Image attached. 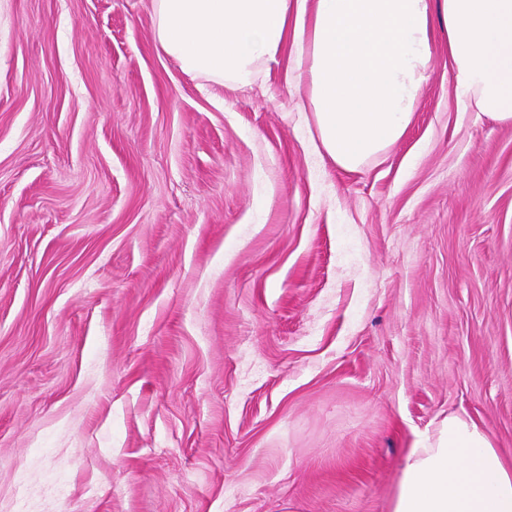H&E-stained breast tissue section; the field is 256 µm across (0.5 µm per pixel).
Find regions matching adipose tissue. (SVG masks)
<instances>
[{
    "mask_svg": "<svg viewBox=\"0 0 512 512\" xmlns=\"http://www.w3.org/2000/svg\"><path fill=\"white\" fill-rule=\"evenodd\" d=\"M155 39L181 70L239 88L289 60L315 150L354 171L404 137L442 32L453 91L512 123V0H153ZM391 512H512V457L451 413L405 456Z\"/></svg>",
    "mask_w": 512,
    "mask_h": 512,
    "instance_id": "obj_1",
    "label": "adipose tissue"
}]
</instances>
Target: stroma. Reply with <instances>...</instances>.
Instances as JSON below:
<instances>
[{"label": "stroma", "mask_w": 512, "mask_h": 512, "mask_svg": "<svg viewBox=\"0 0 512 512\" xmlns=\"http://www.w3.org/2000/svg\"><path fill=\"white\" fill-rule=\"evenodd\" d=\"M316 154L152 0H0V512H391L448 413L512 454V124Z\"/></svg>", "instance_id": "1"}]
</instances>
